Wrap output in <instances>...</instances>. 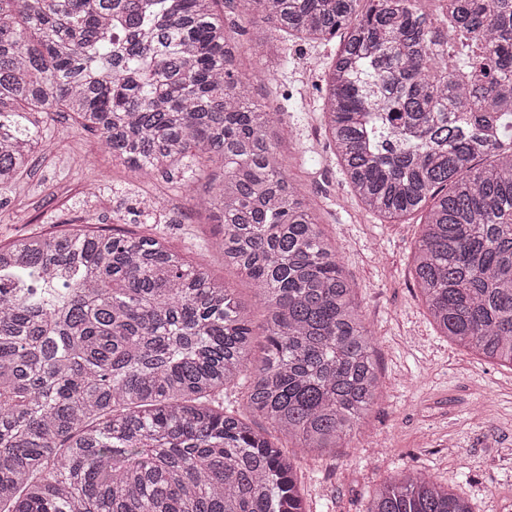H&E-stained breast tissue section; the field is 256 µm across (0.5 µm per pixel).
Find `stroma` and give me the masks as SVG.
<instances>
[{"instance_id": "1", "label": "stroma", "mask_w": 512, "mask_h": 512, "mask_svg": "<svg viewBox=\"0 0 512 512\" xmlns=\"http://www.w3.org/2000/svg\"><path fill=\"white\" fill-rule=\"evenodd\" d=\"M335 49L332 41L295 47L297 61L255 85L256 98L272 105L280 84L293 95L286 118L292 136L281 150L289 173L315 201L321 227L355 288L377 338L384 383L366 425L344 447L320 457L296 451L308 512H365L376 488L408 470L430 474L468 499L474 512H504L512 505V369L467 355L430 323L411 274L421 215L407 224L387 222L366 212L345 185L316 92ZM51 134L28 173L0 189V243L75 224L160 232L190 262L255 305L252 284L225 267L215 225L190 210L185 193L113 161L100 136L69 115L57 116ZM90 183L100 184V193H84ZM155 193L171 200L169 211L134 217L135 204Z\"/></svg>"}]
</instances>
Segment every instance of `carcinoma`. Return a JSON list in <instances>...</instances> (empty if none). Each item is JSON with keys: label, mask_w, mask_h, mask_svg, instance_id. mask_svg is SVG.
<instances>
[{"label": "carcinoma", "mask_w": 512, "mask_h": 512, "mask_svg": "<svg viewBox=\"0 0 512 512\" xmlns=\"http://www.w3.org/2000/svg\"><path fill=\"white\" fill-rule=\"evenodd\" d=\"M219 0H0V188L70 112L140 175L193 188L224 265L265 308L160 234L77 228L0 244V512H306L284 436L322 452L383 391L373 332L254 100ZM252 52L339 38L324 130L363 208L430 206L412 275L437 331L512 369V0H246ZM242 385L243 411L224 407ZM365 512H473L432 476Z\"/></svg>", "instance_id": "carcinoma-1"}]
</instances>
